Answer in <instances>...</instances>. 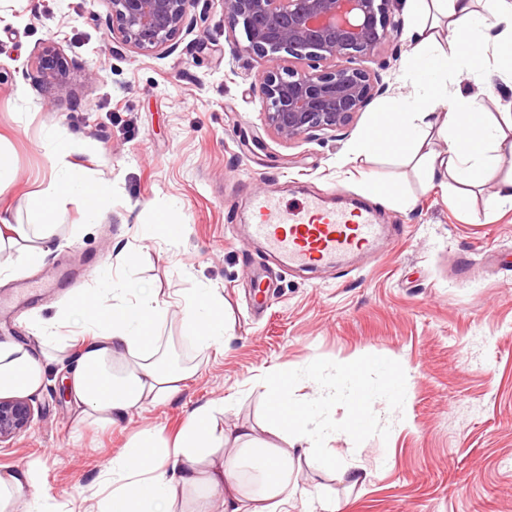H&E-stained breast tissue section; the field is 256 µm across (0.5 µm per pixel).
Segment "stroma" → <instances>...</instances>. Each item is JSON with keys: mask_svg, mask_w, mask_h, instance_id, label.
<instances>
[{"mask_svg": "<svg viewBox=\"0 0 512 512\" xmlns=\"http://www.w3.org/2000/svg\"><path fill=\"white\" fill-rule=\"evenodd\" d=\"M395 15L398 37L367 63L386 91L347 128L288 144L261 119V65L234 55L220 0H193L189 33L173 52L152 56L113 40L107 0H0V154L15 172L0 183V218L34 223L30 198L51 191L66 164L112 186L111 205L92 221L86 199L62 201L48 261L0 278V343L33 346L39 327L54 332L44 386L31 396L33 424L0 449V473L39 460L38 486L5 512H101L113 458L145 433L172 446L202 405L212 407L217 431L245 424L256 444L295 447L265 419V376L289 370L294 399L318 402L324 385L365 356L378 360L372 381L387 367L408 373V400L378 391V418L357 434L344 431L343 402L326 405L337 432L307 445L337 465L300 461L287 512H512V209L496 206L489 184L456 207L451 186L429 184L414 163L347 155L390 99L422 91L405 76L412 17L403 7ZM51 40L68 68L61 91L38 69ZM448 86L480 92L489 112L512 113L507 70L478 83L452 73ZM63 141L79 152L59 157ZM371 176L398 184L410 206L369 196ZM260 189L289 208L310 196L368 207L383 237L331 268L288 267L248 235ZM170 224L185 229L182 240L169 239ZM122 251L132 265L121 263ZM259 281L270 303L257 317ZM116 286L123 305L145 289L165 301L154 336L171 361L189 340L184 300L199 289L223 298L227 333L221 345L194 348L180 393L102 428L80 420L56 390L85 341L84 319L68 302L108 297ZM341 466L365 480L340 478Z\"/></svg>", "mask_w": 512, "mask_h": 512, "instance_id": "stroma-1", "label": "stroma"}]
</instances>
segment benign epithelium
Listing matches in <instances>:
<instances>
[{
    "label": "benign epithelium",
    "mask_w": 512,
    "mask_h": 512,
    "mask_svg": "<svg viewBox=\"0 0 512 512\" xmlns=\"http://www.w3.org/2000/svg\"><path fill=\"white\" fill-rule=\"evenodd\" d=\"M224 26L239 33L240 54L265 64L257 94L264 124L284 142L348 126L385 88L362 62L398 34V0H220ZM111 33L141 55L170 52L189 30L192 0H109ZM39 67L58 90L66 71L58 48H42ZM31 399L0 397V445L28 431Z\"/></svg>",
    "instance_id": "1"
}]
</instances>
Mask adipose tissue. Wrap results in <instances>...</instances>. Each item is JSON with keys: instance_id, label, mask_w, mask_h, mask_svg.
Segmentation results:
<instances>
[{"instance_id": "adipose-tissue-1", "label": "adipose tissue", "mask_w": 512, "mask_h": 512, "mask_svg": "<svg viewBox=\"0 0 512 512\" xmlns=\"http://www.w3.org/2000/svg\"><path fill=\"white\" fill-rule=\"evenodd\" d=\"M414 17V61L410 68L425 86L423 95L407 101L390 100L349 147L354 157L386 154L417 161L424 175L448 176L454 188L449 203H465L472 188L494 184V201L512 206V171L501 173L500 164L512 158V141L497 135L491 115L476 98L448 89V68L458 65L474 77L486 75L492 63L512 68V0H407ZM446 104L442 130L443 149L427 148L437 104ZM80 195L93 208L112 199L108 182H87L65 168L51 193L32 198L35 214L49 216L65 198ZM9 235L0 234V252L19 248L26 263L45 261L51 233L44 224H13ZM75 307L96 311L90 338L75 361L69 394L81 416L106 427L147 401L169 398L180 390L186 369L165 364L156 353L148 327L162 308L154 295L120 308H108L99 299L81 297ZM186 321L198 346L223 344L225 325L219 304L197 296L186 304ZM48 353L36 354L11 344H0V396L32 392L43 381ZM371 358L343 368L336 380L335 398L349 407L346 430L364 431L377 416L374 389L366 370ZM293 377L280 371L267 377L268 415L278 434L306 429L314 424L316 407L301 404L292 394ZM212 409H195L177 443L157 450L152 436H141L121 457L112 461L114 488L107 512H169L177 489H203L217 493V512H278L293 496L297 484L294 449L253 447V430H236L237 448L219 465L205 466V450L215 441ZM254 471V493L237 489L241 469Z\"/></svg>"}]
</instances>
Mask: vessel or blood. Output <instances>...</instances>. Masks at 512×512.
<instances>
[{"label": "vessel or blood", "mask_w": 512, "mask_h": 512, "mask_svg": "<svg viewBox=\"0 0 512 512\" xmlns=\"http://www.w3.org/2000/svg\"><path fill=\"white\" fill-rule=\"evenodd\" d=\"M250 209L251 237L299 268L333 266L347 253L374 249L382 235L371 211L336 210L317 199L291 210L275 194L260 191Z\"/></svg>", "instance_id": "obj_1"}]
</instances>
